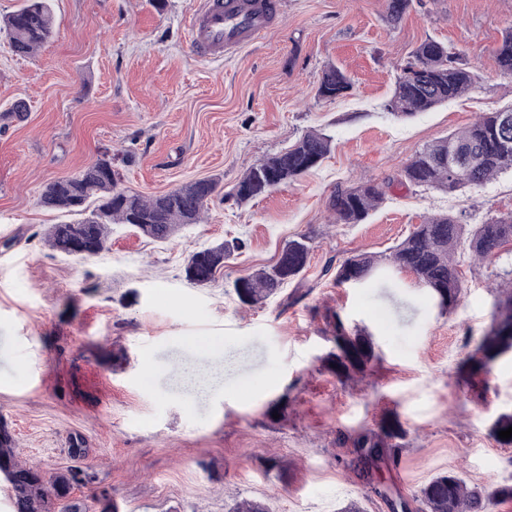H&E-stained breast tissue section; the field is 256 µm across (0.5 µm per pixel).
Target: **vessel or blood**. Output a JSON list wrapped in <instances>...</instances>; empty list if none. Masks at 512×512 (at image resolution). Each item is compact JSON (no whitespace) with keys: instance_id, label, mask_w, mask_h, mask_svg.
<instances>
[{"instance_id":"b4317fda","label":"vessel or blood","mask_w":512,"mask_h":512,"mask_svg":"<svg viewBox=\"0 0 512 512\" xmlns=\"http://www.w3.org/2000/svg\"><path fill=\"white\" fill-rule=\"evenodd\" d=\"M276 9L275 0H204L195 11L192 39L207 56L236 51L267 29Z\"/></svg>"}]
</instances>
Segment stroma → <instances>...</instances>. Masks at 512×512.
<instances>
[{
    "mask_svg": "<svg viewBox=\"0 0 512 512\" xmlns=\"http://www.w3.org/2000/svg\"><path fill=\"white\" fill-rule=\"evenodd\" d=\"M196 2L159 11L151 0H52L57 35L29 57L0 34V113L27 105L24 119L0 126V419L18 460L52 478L74 466L69 442L81 437L98 480L70 498L90 512L104 495L121 512H229L243 498L269 512H393L336 443L391 410L407 430L398 463L382 472L392 495L413 500L448 471L472 486L512 484V446L488 434L512 411V355L474 391L457 373L466 338L489 328L512 280V245L484 262L461 258L465 296L450 312L407 272L356 287L322 273L356 251L387 252L437 214L471 226L512 212L511 170L453 195L387 183L425 145L512 105V76L494 57L512 0H411L395 22L388 0H279L264 36L210 58L193 45ZM428 38L460 52L479 81L395 118L384 104L397 72ZM330 64L350 82L333 100L317 95ZM322 128L333 143L318 168L250 202L231 198L249 167ZM106 147L121 187L142 196L207 177L221 191L169 241L116 224L99 256L60 255L43 234L75 216L42 206L40 192ZM363 181L384 186L380 207L361 224L329 222L333 191ZM302 235L312 245L304 279L242 305L234 281ZM236 238L215 281H188L192 252ZM335 312L371 332L381 358L345 386L320 362ZM191 339L241 359L223 388L193 400L177 372L194 358ZM283 396L285 413L272 417Z\"/></svg>",
    "mask_w": 512,
    "mask_h": 512,
    "instance_id": "obj_1",
    "label": "stroma"
}]
</instances>
